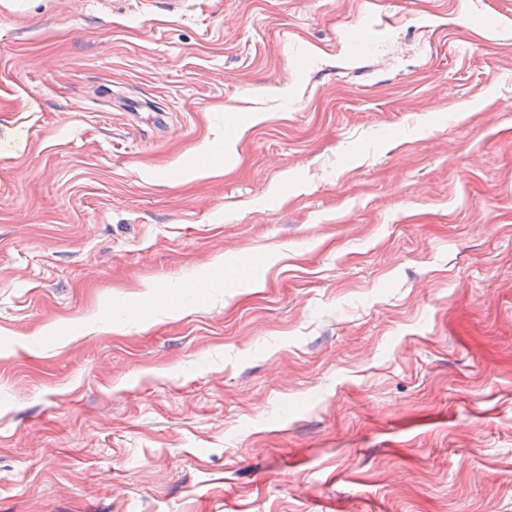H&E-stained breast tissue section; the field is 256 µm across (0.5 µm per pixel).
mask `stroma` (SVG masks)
<instances>
[{
  "mask_svg": "<svg viewBox=\"0 0 512 512\" xmlns=\"http://www.w3.org/2000/svg\"><path fill=\"white\" fill-rule=\"evenodd\" d=\"M0 512H512V0H0Z\"/></svg>",
  "mask_w": 512,
  "mask_h": 512,
  "instance_id": "stroma-1",
  "label": "stroma"
}]
</instances>
